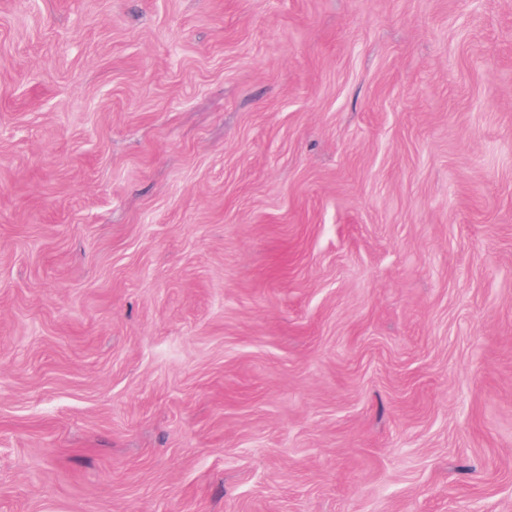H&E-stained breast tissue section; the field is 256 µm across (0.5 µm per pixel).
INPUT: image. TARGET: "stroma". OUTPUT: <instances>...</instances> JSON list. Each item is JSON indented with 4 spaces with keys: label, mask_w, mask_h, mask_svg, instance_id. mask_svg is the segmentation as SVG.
<instances>
[{
    "label": "stroma",
    "mask_w": 512,
    "mask_h": 512,
    "mask_svg": "<svg viewBox=\"0 0 512 512\" xmlns=\"http://www.w3.org/2000/svg\"><path fill=\"white\" fill-rule=\"evenodd\" d=\"M0 512H512V0H0Z\"/></svg>",
    "instance_id": "1"
}]
</instances>
